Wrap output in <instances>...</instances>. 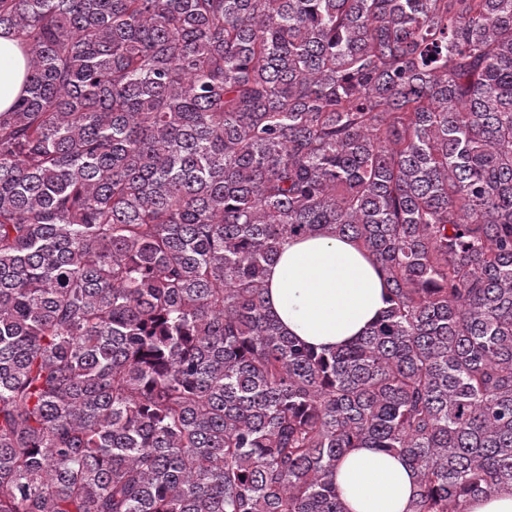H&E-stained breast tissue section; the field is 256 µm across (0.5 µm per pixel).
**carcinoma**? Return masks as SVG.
Segmentation results:
<instances>
[{
  "instance_id": "cac0c4a2",
  "label": "carcinoma",
  "mask_w": 512,
  "mask_h": 512,
  "mask_svg": "<svg viewBox=\"0 0 512 512\" xmlns=\"http://www.w3.org/2000/svg\"><path fill=\"white\" fill-rule=\"evenodd\" d=\"M0 512H408L512 492V0H0ZM378 266L318 352L288 237ZM26 74L21 45L9 34H0V112L9 109L20 95ZM266 284L282 329L319 350L361 336L387 306L383 276L365 252L322 234L284 241ZM416 474L399 457L352 449L336 467V487L350 512H407Z\"/></svg>"
}]
</instances>
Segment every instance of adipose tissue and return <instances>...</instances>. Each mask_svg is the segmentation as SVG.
<instances>
[{
    "mask_svg": "<svg viewBox=\"0 0 512 512\" xmlns=\"http://www.w3.org/2000/svg\"><path fill=\"white\" fill-rule=\"evenodd\" d=\"M25 74L21 45L1 33L0 112L20 95ZM266 284L282 329L320 349L361 336L386 307L385 281L364 251L322 234L284 241ZM336 487L349 512H407L416 475L399 457L355 448L336 467Z\"/></svg>",
    "mask_w": 512,
    "mask_h": 512,
    "instance_id": "1",
    "label": "adipose tissue"
}]
</instances>
